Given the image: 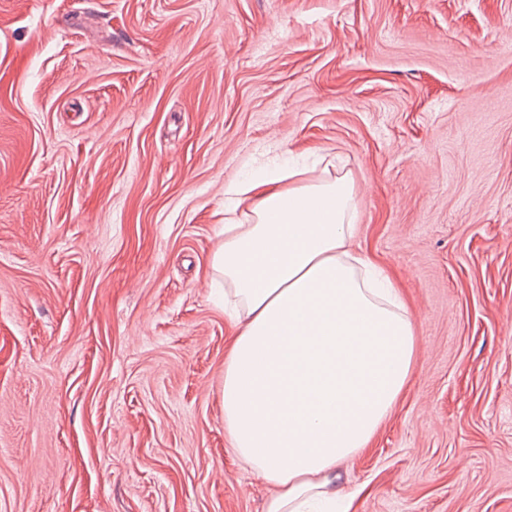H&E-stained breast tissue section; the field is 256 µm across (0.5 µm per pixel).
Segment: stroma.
Masks as SVG:
<instances>
[{
    "mask_svg": "<svg viewBox=\"0 0 512 512\" xmlns=\"http://www.w3.org/2000/svg\"><path fill=\"white\" fill-rule=\"evenodd\" d=\"M280 151L417 331L355 512H512V0H0V512H263L212 256Z\"/></svg>",
    "mask_w": 512,
    "mask_h": 512,
    "instance_id": "35a3bbf8",
    "label": "stroma"
}]
</instances>
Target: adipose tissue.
Returning a JSON list of instances; mask_svg holds the SVG:
<instances>
[{"label":"adipose tissue","mask_w":512,"mask_h":512,"mask_svg":"<svg viewBox=\"0 0 512 512\" xmlns=\"http://www.w3.org/2000/svg\"><path fill=\"white\" fill-rule=\"evenodd\" d=\"M250 197L248 223L224 211L214 272L236 333L224 358V431L274 493L264 512H324L353 500L342 465L369 448L403 394L418 339L394 277L357 234L348 176L280 166L224 188Z\"/></svg>","instance_id":"obj_1"}]
</instances>
